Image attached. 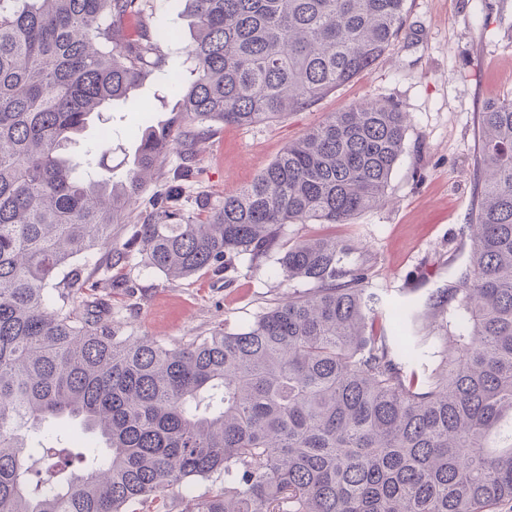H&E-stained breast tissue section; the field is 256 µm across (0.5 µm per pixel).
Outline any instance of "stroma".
I'll list each match as a JSON object with an SVG mask.
<instances>
[{
  "label": "stroma",
  "instance_id": "35a3bbf8",
  "mask_svg": "<svg viewBox=\"0 0 512 512\" xmlns=\"http://www.w3.org/2000/svg\"><path fill=\"white\" fill-rule=\"evenodd\" d=\"M146 19H125L161 32L189 29L181 0H151ZM512 93V0H406L405 22L388 51L370 68L316 102L274 122L212 124L199 147L190 198L218 205L226 191L249 185L289 143L329 113L366 101H389L407 112L404 150L382 203L350 223L312 221L286 228L284 240L319 234L362 244L371 286L384 302L425 300L453 281L468 261L470 221L479 191V114L485 103ZM137 103H113L68 147L87 153L101 132L112 134L105 162L123 180L141 129L168 115L175 98L160 75L137 93ZM101 296L122 334L175 346L209 330L246 324L295 289L276 258L262 265L236 258L221 276L200 272L169 281L139 258L112 271Z\"/></svg>",
  "mask_w": 512,
  "mask_h": 512
}]
</instances>
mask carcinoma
Here are the masks:
<instances>
[{"label": "carcinoma", "mask_w": 512, "mask_h": 512, "mask_svg": "<svg viewBox=\"0 0 512 512\" xmlns=\"http://www.w3.org/2000/svg\"><path fill=\"white\" fill-rule=\"evenodd\" d=\"M406 0H184L194 75L141 133L115 182L66 153L91 118L134 100L161 35L122 20L148 0H0V512H171L170 493L224 474L184 512H489L512 504V95L480 112L469 263L426 308L379 322L355 247H280L289 224H347L378 205L407 114L333 112L219 207L189 208L194 141L312 106L380 58ZM178 164L148 198V178ZM282 248L309 285L244 328L174 347L122 336L99 292L133 254L168 279L219 276ZM112 251L103 277L76 260ZM62 278H57L60 270Z\"/></svg>", "instance_id": "obj_1"}]
</instances>
